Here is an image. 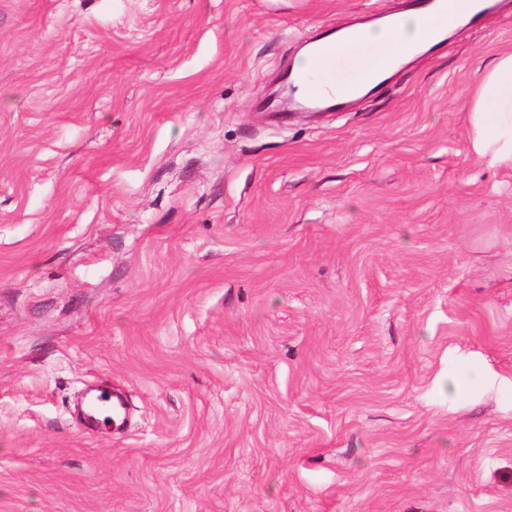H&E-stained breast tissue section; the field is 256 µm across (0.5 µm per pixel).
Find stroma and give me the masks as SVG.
<instances>
[{"label": "stroma", "instance_id": "35a3bbf8", "mask_svg": "<svg viewBox=\"0 0 512 512\" xmlns=\"http://www.w3.org/2000/svg\"><path fill=\"white\" fill-rule=\"evenodd\" d=\"M504 2L282 114L306 39L406 0H0V512H512ZM474 139L493 162H512V53L498 57L472 92ZM105 413L109 414L105 417L112 418L113 423L126 413L124 400L114 391L99 390L93 394L91 410L87 413V417L91 423H97L100 421V416ZM109 418H106V423L110 422Z\"/></svg>", "mask_w": 512, "mask_h": 512}]
</instances>
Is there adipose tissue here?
<instances>
[{
  "label": "adipose tissue",
  "instance_id": "ef3b65f1",
  "mask_svg": "<svg viewBox=\"0 0 512 512\" xmlns=\"http://www.w3.org/2000/svg\"><path fill=\"white\" fill-rule=\"evenodd\" d=\"M429 20L417 11L397 16L393 26L363 29L364 41L382 50L385 58L413 54L428 39ZM471 122L474 139L492 161L512 162V53L498 57L472 92Z\"/></svg>",
  "mask_w": 512,
  "mask_h": 512
}]
</instances>
